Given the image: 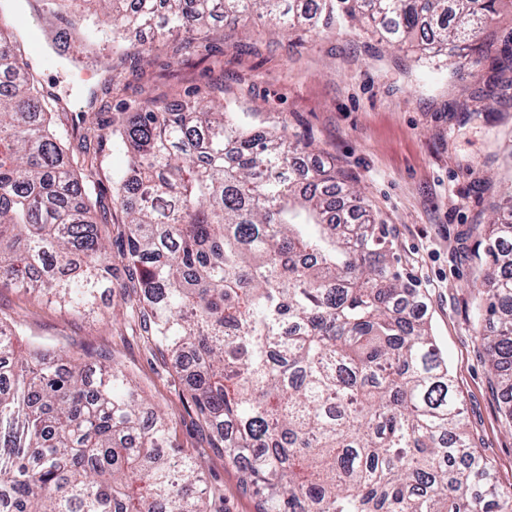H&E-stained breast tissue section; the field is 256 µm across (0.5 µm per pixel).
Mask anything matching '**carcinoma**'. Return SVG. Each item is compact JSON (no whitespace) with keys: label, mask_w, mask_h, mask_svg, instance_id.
I'll return each mask as SVG.
<instances>
[{"label":"carcinoma","mask_w":512,"mask_h":512,"mask_svg":"<svg viewBox=\"0 0 512 512\" xmlns=\"http://www.w3.org/2000/svg\"><path fill=\"white\" fill-rule=\"evenodd\" d=\"M112 51L139 27L204 47L223 21L286 32L371 27L400 49L422 29L425 59L479 44L497 0H96ZM22 37L0 30V283L93 317L112 292V254L70 162ZM512 74V52L486 84ZM138 104L117 129L134 176L129 218L151 341L171 354L188 404L258 512H512L473 447L455 380L364 195L309 145L196 99ZM512 191L482 261L476 328L512 431ZM0 319V512H207L203 465L139 386L108 359L35 346Z\"/></svg>","instance_id":"1"}]
</instances>
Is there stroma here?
<instances>
[{
  "mask_svg": "<svg viewBox=\"0 0 512 512\" xmlns=\"http://www.w3.org/2000/svg\"><path fill=\"white\" fill-rule=\"evenodd\" d=\"M512 39V0H499L486 31L491 51L464 67L434 69L415 60L414 45L390 49L369 30L341 29L282 37L263 22L220 24L207 59L176 52L175 42L145 30L136 42L148 60L118 56L112 42L81 43L76 57L49 54L35 66L41 86L65 105L53 125L66 151L87 112L98 146L97 172L87 186L94 220L112 245L116 282L112 318L93 321L0 286V317L21 325L16 348L110 354L131 373L153 408L164 412L178 442L204 463L212 512H257V498L210 445L207 429L186 403L166 352L139 326L141 303L127 289L119 178L128 156L113 131L145 96L181 103L185 90L223 81L224 107L263 129L287 127L312 143V160L347 172L387 225L404 273L414 278L431 331L448 357L467 428L501 485H512V432L502 424V398L488 358L474 340L480 274L474 261L492 206L508 182L502 163L512 152V87L483 97L493 49ZM120 94L105 91L107 77Z\"/></svg>",
  "mask_w": 512,
  "mask_h": 512,
  "instance_id": "obj_1",
  "label": "stroma"
}]
</instances>
